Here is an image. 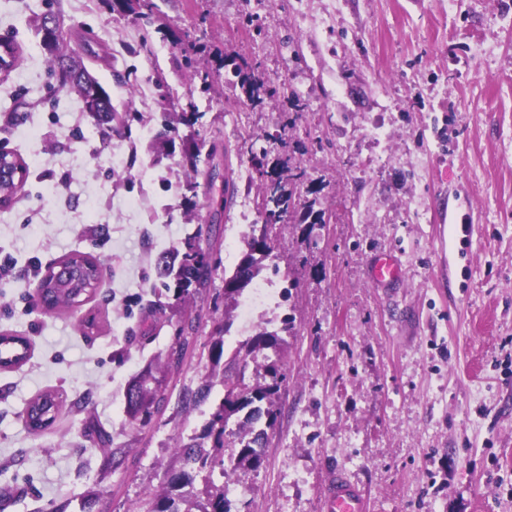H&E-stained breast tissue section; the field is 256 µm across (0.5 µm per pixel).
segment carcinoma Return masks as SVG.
Segmentation results:
<instances>
[{"instance_id": "obj_1", "label": "carcinoma", "mask_w": 512, "mask_h": 512, "mask_svg": "<svg viewBox=\"0 0 512 512\" xmlns=\"http://www.w3.org/2000/svg\"><path fill=\"white\" fill-rule=\"evenodd\" d=\"M64 37L57 34L53 55V75L58 87L75 94L81 102H86L90 87L97 83L82 65L79 58L63 50ZM237 84L243 90L248 104L254 108L270 105L277 95V90L259 78L246 76L236 68L233 71ZM204 113L190 102L184 112H164L161 115L164 131L160 133L161 145L156 150H164L171 143L167 134L175 130L174 123L188 128L194 127ZM215 148L206 147V140L190 138L184 150L183 163L190 168V181L184 185L187 193H196L199 183L196 179L205 178L208 188L214 187L212 172ZM268 152H253V146L242 144L231 147L224 145V184L232 181L234 172L232 159L248 162L251 180L258 181L263 189L262 223L249 225V232L244 237V249L241 260L246 268L235 266L232 273L224 274V324L220 327L219 337L211 349V379L196 391H187L181 398L184 411L205 402L211 393L214 382L224 388V396L216 405L210 418L199 434L189 441H179L177 447L183 458V466L167 473L168 493L152 496L142 504L143 512H180L179 503L186 501L187 488L193 484L192 471L203 468L215 459L224 464V453L230 452L233 471H249L261 468L265 462L263 448L268 440L269 431L273 430L280 415L277 396L285 380L282 372L281 354L286 345V337L293 335L294 317L290 314L281 319V326L269 330L261 328L252 336L239 342L234 355L224 360V335L230 332L232 320L230 310L238 304V299L246 288L253 283L264 268L265 261L274 249L276 234L274 229L285 216L299 213L301 224L323 223L324 212L315 208L317 199H307L302 206H297L294 187L303 183L306 172H297L280 162L267 161ZM63 262L69 265L74 276L65 281L45 273L38 284L46 309L54 311L59 308H77L94 298L99 288V274L96 260L88 253L76 251L66 255ZM159 275L163 278L162 288L173 292L177 300H182L193 292L210 287L216 266L211 261L210 252L206 251L197 235L184 238L174 252L160 257ZM273 273L282 275L285 286L281 291V302L291 298V289L297 287L292 271H280L273 267ZM195 331L194 319L186 317L181 320L177 341L167 356L170 368L182 364L190 339ZM272 350L276 359L264 365L260 380L253 384L245 382V373L249 361L265 350ZM168 397L162 388V381L145 371L142 377L134 380L126 394V414L128 422L146 425L152 416L167 404ZM60 407L57 397L46 392L34 399L26 411L27 423L32 429H45L52 424L55 413ZM238 419L242 432L236 433L229 428L232 419ZM198 512H232L231 503L224 493V487H213L206 492V500Z\"/></svg>"}]
</instances>
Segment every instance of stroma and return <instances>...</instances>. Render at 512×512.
I'll use <instances>...</instances> for the list:
<instances>
[{
    "mask_svg": "<svg viewBox=\"0 0 512 512\" xmlns=\"http://www.w3.org/2000/svg\"><path fill=\"white\" fill-rule=\"evenodd\" d=\"M149 17L110 0H0V36L18 48L0 71V147L30 176L0 208V333L27 338L20 366L0 369V512H135L180 467L178 438L198 433L220 401L184 392L210 373L224 321L215 304L260 218L258 184L179 190L186 127L152 149L161 112L195 102L202 137L247 140L306 171L324 223L277 225L272 260L297 288L259 325L295 316L281 415L250 490L232 512H322L327 480L343 472L371 512H512V0H153ZM61 15L67 52L82 55L118 113L142 121L102 138L96 120L50 75L37 31ZM226 66L210 94L184 66ZM195 67V68H196ZM277 88L251 108L234 68ZM166 86H158L157 75ZM149 87L140 103L133 92ZM175 207L176 223L150 209ZM199 234L216 263L211 288L178 300L158 257ZM83 251L102 268L97 296L48 312L32 268ZM393 254L402 279L378 285L373 258ZM197 331L167 369L180 313ZM95 319L97 327L84 323ZM165 374L169 402L147 425L125 413L128 383ZM63 406L41 431L25 422L45 391ZM121 449L112 467L98 442Z\"/></svg>",
    "mask_w": 512,
    "mask_h": 512,
    "instance_id": "1",
    "label": "stroma"
}]
</instances>
